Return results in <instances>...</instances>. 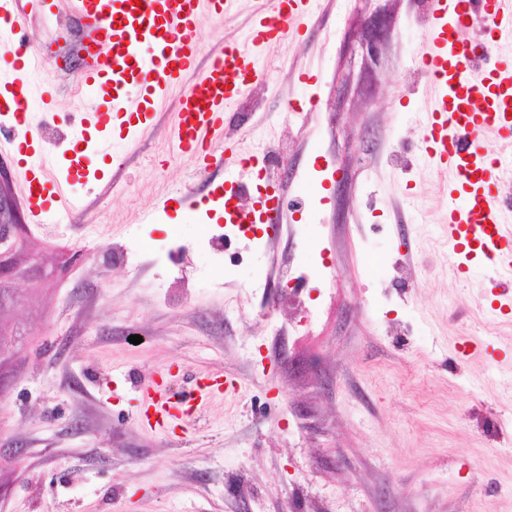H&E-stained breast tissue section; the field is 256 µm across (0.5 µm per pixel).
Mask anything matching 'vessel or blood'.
I'll return each mask as SVG.
<instances>
[{
  "label": "vessel or blood",
  "mask_w": 512,
  "mask_h": 512,
  "mask_svg": "<svg viewBox=\"0 0 512 512\" xmlns=\"http://www.w3.org/2000/svg\"><path fill=\"white\" fill-rule=\"evenodd\" d=\"M313 2L254 0L247 46L228 39L204 58L197 38L200 0H68L83 22L74 78L87 105L75 134L101 133L115 124L127 136L138 135L146 112L174 89L177 146L209 168L225 112L263 77L259 55L284 36H300L315 17ZM474 25L489 29L491 40L468 39L465 32ZM511 41L512 0H432L416 53L433 91L421 114L424 154L451 177L445 201L450 262L470 280L476 272L465 258L481 256L483 268L501 284L512 282V209L502 194L512 162L490 150L485 137L512 140V60L501 54ZM0 67L10 73L0 82V115L24 132L17 146L24 203L34 223H55L60 212L83 207L82 197L65 193L64 185L96 176L107 155L62 153L61 177L49 176L39 159L46 151L43 129L53 88L35 82L41 57L11 41L0 45ZM131 85L140 89L134 105L126 96ZM210 392L198 381L177 391L151 383L141 422L166 429L178 416L192 415L196 401Z\"/></svg>",
  "instance_id": "obj_1"
}]
</instances>
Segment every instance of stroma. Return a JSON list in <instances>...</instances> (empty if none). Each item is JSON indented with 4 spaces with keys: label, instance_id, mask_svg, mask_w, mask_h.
<instances>
[{
    "label": "stroma",
    "instance_id": "1",
    "mask_svg": "<svg viewBox=\"0 0 512 512\" xmlns=\"http://www.w3.org/2000/svg\"><path fill=\"white\" fill-rule=\"evenodd\" d=\"M429 2L319 0L314 26L265 49L275 71L227 118L251 131L241 152L274 135L297 171L274 232L227 240L215 209L188 213L185 194L207 196L224 165L201 172L163 106L141 139L108 132L118 170L77 186L82 210L22 215L23 302L0 312L25 338L0 389V512H512V322L449 266L448 175L422 160ZM250 13L201 9V52L243 39ZM15 33L41 50L67 132L84 106L62 68L80 23L54 0ZM319 256L324 284L307 276ZM291 278L293 301L271 310ZM157 372L238 389L151 430L139 417Z\"/></svg>",
    "mask_w": 512,
    "mask_h": 512
}]
</instances>
